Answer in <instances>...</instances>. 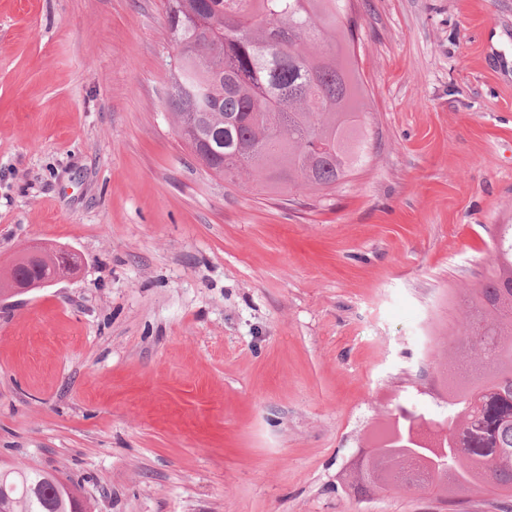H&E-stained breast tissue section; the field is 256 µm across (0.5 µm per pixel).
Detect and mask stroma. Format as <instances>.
<instances>
[{"label": "stroma", "instance_id": "stroma-1", "mask_svg": "<svg viewBox=\"0 0 512 512\" xmlns=\"http://www.w3.org/2000/svg\"><path fill=\"white\" fill-rule=\"evenodd\" d=\"M370 159L324 197L213 177L168 107L163 0H0V466L91 512H448L359 500L397 409L440 418L464 290L512 217V0H354ZM70 268L56 264L51 256L46 255L44 258H32L26 263L18 266L14 273L16 276L23 278L28 276L33 277H52L70 272Z\"/></svg>", "mask_w": 512, "mask_h": 512}]
</instances>
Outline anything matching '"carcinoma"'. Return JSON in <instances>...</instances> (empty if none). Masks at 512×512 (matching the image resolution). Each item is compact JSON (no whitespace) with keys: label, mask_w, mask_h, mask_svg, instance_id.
Returning <instances> with one entry per match:
<instances>
[{"label":"carcinoma","mask_w":512,"mask_h":512,"mask_svg":"<svg viewBox=\"0 0 512 512\" xmlns=\"http://www.w3.org/2000/svg\"><path fill=\"white\" fill-rule=\"evenodd\" d=\"M350 0H165L176 46L169 68L175 122L214 175L248 176L268 190L318 196L366 161L365 84L345 23ZM495 239L490 275L467 297L466 358L472 374L448 384L439 435L425 418H394L356 463L352 486L371 497L411 487L392 472L416 459L425 488L446 497L489 486L512 498V224ZM69 272L32 258L23 278ZM0 512H88L81 486L41 469L0 468Z\"/></svg>","instance_id":"obj_1"}]
</instances>
